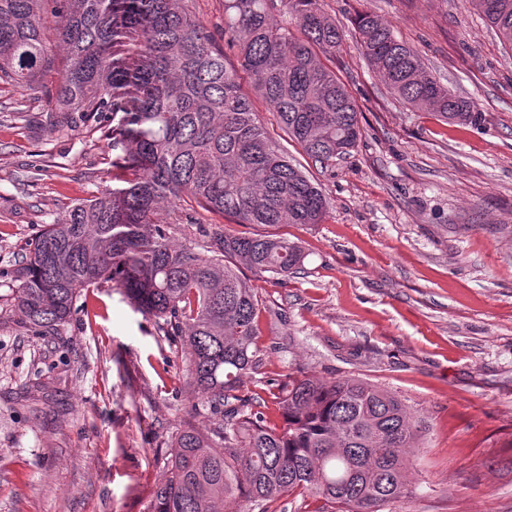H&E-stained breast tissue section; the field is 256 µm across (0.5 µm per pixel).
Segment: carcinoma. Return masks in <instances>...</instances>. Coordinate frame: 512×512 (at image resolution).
I'll return each mask as SVG.
<instances>
[{
	"label": "carcinoma",
	"mask_w": 512,
	"mask_h": 512,
	"mask_svg": "<svg viewBox=\"0 0 512 512\" xmlns=\"http://www.w3.org/2000/svg\"><path fill=\"white\" fill-rule=\"evenodd\" d=\"M53 3L54 27L45 9ZM184 0H0V81L44 88L70 128L110 118L123 188L76 202L47 225L21 264L0 323L55 334L82 291L111 281L188 350V397L214 416L184 421L148 512H269L294 492L318 512H381L409 492L408 454L422 425L393 393L352 377L288 375L274 385L278 425L242 394L258 363V293L241 268L280 280L303 266L300 244L267 232L214 233L206 250L173 240L162 213L205 212L235 224H319L327 200L261 123L238 71L314 162L350 153L361 135L344 84L323 62L341 33L320 0H224L227 66ZM512 49V0H468ZM294 18L290 29L273 11ZM362 57L408 104L449 123L482 120L474 101L426 72L418 53L370 12L357 15Z\"/></svg>",
	"instance_id": "cac0c4a2"
}]
</instances>
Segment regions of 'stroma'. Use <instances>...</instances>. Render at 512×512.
<instances>
[{
	"instance_id": "35a3bbf8",
	"label": "stroma",
	"mask_w": 512,
	"mask_h": 512,
	"mask_svg": "<svg viewBox=\"0 0 512 512\" xmlns=\"http://www.w3.org/2000/svg\"><path fill=\"white\" fill-rule=\"evenodd\" d=\"M342 29L328 61L353 96L350 155L305 161L328 200L319 224H283L306 257L288 280L253 278L260 362L243 391L302 370L350 376L420 418L409 494L382 512H512V51L467 0H321ZM368 11L483 119L412 107L358 54ZM46 92L0 82V304L45 225L119 187L112 124L57 131ZM179 339L104 282L58 336L0 324V512H148L182 421L212 420L185 394Z\"/></svg>"
}]
</instances>
